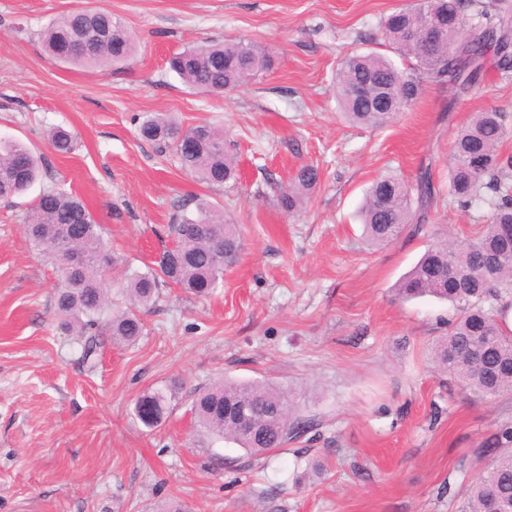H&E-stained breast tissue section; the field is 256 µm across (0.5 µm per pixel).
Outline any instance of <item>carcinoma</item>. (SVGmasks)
<instances>
[{
  "label": "carcinoma",
  "instance_id": "obj_1",
  "mask_svg": "<svg viewBox=\"0 0 512 512\" xmlns=\"http://www.w3.org/2000/svg\"><path fill=\"white\" fill-rule=\"evenodd\" d=\"M462 18L477 36L465 38L463 28L448 29V40L429 43L426 27L435 19ZM383 34L391 49L409 62L399 69L389 58L374 52H351L336 72V91L346 119L360 128L389 126L405 107L416 102L424 86L454 85L465 91L485 76L487 62L503 77L512 75V0H414L387 15ZM44 50L55 60L90 68L125 63L135 52L134 35L112 14L80 8L54 19L41 33ZM271 67L268 51L239 41L213 42L173 54L168 70L185 84L205 92L226 91L248 84ZM366 85L369 99L357 100L353 86ZM142 138L172 147L183 170L198 181L222 186L237 179V161L224 146L223 130L207 123L183 127L158 115L139 127ZM507 135L502 115L477 112L454 137L448 162V196L470 208L488 200L491 210L482 231L463 244L436 240L396 286L398 298L430 296L455 307L448 331L435 344L437 367L462 388L487 397L512 395V333L503 329L505 298L512 296V155L501 151ZM55 150H73L71 133L50 132ZM44 167L41 157L16 141H0V199L24 194ZM314 165L301 167L292 182L277 188L279 207L298 211L319 181ZM436 201L430 173L415 182L385 173L367 190L360 216L367 242L373 247L390 244L411 226L426 222ZM24 232L30 244L45 252L61 272L54 309L67 329L80 338L81 358L93 367L105 339L132 345L144 332L140 310L153 306L160 290L176 285L196 296L218 287L224 270L244 248L237 226L224 218L218 206L196 199L193 210L179 206L168 226L172 245L163 248L153 265L141 271H122L125 308H115L106 280L116 261L104 252L102 227L77 197L58 186L43 190L27 211ZM70 253L82 261L66 264ZM475 347L483 358L472 360ZM182 383L173 381L149 388L135 401V413L147 427L165 419L179 400ZM260 404L270 414L265 433L240 430L232 418L243 405ZM191 411L196 427L227 439L250 455L281 448L317 426L278 384L267 381H220L196 392ZM494 455L482 468L461 512H512V423L500 425L476 449L481 457Z\"/></svg>",
  "mask_w": 512,
  "mask_h": 512
}]
</instances>
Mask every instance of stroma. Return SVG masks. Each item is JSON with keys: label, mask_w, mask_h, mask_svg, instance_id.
<instances>
[{"label": "stroma", "mask_w": 512, "mask_h": 512, "mask_svg": "<svg viewBox=\"0 0 512 512\" xmlns=\"http://www.w3.org/2000/svg\"><path fill=\"white\" fill-rule=\"evenodd\" d=\"M408 0H0V139L44 157L48 173L0 200V512H459L478 473L472 452L512 420V399L481 398L433 367L454 309L394 289L435 237L478 231L487 206L448 196V155L473 113L497 110L512 155V78L489 72L458 96L426 85L388 127L345 122L334 92L347 53L392 56L380 23ZM110 11L136 52L100 71L54 61L41 32L61 13ZM213 40L268 48L272 68L224 95L184 85L168 57ZM224 131L239 179L221 187L181 170L172 149L140 138L149 115ZM76 137L59 155L47 133ZM321 178L293 214L273 184L304 165ZM429 169L439 190L422 230L368 247L358 208L370 183ZM56 184L105 229V249L133 267L168 244L178 203L206 196L244 249L211 295L163 289L136 344H107L95 368L54 310L58 274L23 232L31 201ZM291 388L319 426L310 440L244 458L196 432L186 403L146 427L148 388L221 378Z\"/></svg>", "instance_id": "stroma-1"}]
</instances>
